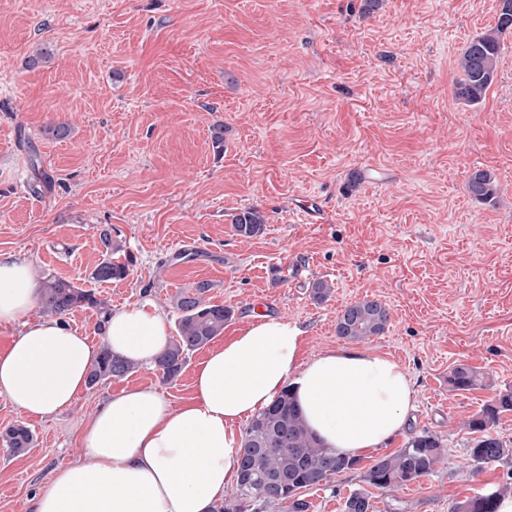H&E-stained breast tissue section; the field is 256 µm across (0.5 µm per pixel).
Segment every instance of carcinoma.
Returning a JSON list of instances; mask_svg holds the SVG:
<instances>
[{
  "instance_id": "obj_1",
  "label": "carcinoma",
  "mask_w": 512,
  "mask_h": 512,
  "mask_svg": "<svg viewBox=\"0 0 512 512\" xmlns=\"http://www.w3.org/2000/svg\"><path fill=\"white\" fill-rule=\"evenodd\" d=\"M512 28V0H502L501 13L495 28L475 37L458 60L460 78L455 81V95L471 104L478 103L492 85L498 64L500 37ZM469 193L481 200L495 193L494 179L487 171L473 173L467 183ZM265 218L255 209H246L233 218L234 231L246 238L261 234ZM129 274L124 263L107 259L91 273L97 282L121 281ZM211 283L201 281L192 288L178 292L172 300L178 314L177 336L157 358L155 369L163 379L180 375L188 357L224 334L225 326L235 316V309L214 304L205 299ZM39 307L43 314L63 318L77 308H95L104 329L110 314L104 300L93 290L72 282L47 276L39 287ZM389 322V310L378 299H365L347 306L337 319L336 333L349 341H365L381 334ZM135 365L117 358L104 346L91 364L88 385L93 388L109 379H121ZM452 391H471L484 387V376L466 364L455 366L448 376ZM512 411V390L497 395L472 416L467 423L473 434L469 456L476 470L512 457V444L495 437L491 429L502 414ZM3 439L17 454L24 452L32 441L24 426L5 430ZM444 454L442 440L430 431L412 437L406 445L389 455L376 458L364 474L366 482L381 491L406 486L429 475ZM242 464L235 491L224 498L215 512H307L309 505L302 498L305 489L327 484L335 476L358 469L360 460L335 455L309 431L288 391L283 392L264 411L250 419L245 430ZM503 494L498 487L479 492L457 502L451 512H496L497 498ZM343 512H374L371 494L365 490L350 493Z\"/></svg>"
}]
</instances>
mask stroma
Masks as SVG:
<instances>
[{
  "instance_id": "1",
  "label": "stroma",
  "mask_w": 512,
  "mask_h": 512,
  "mask_svg": "<svg viewBox=\"0 0 512 512\" xmlns=\"http://www.w3.org/2000/svg\"><path fill=\"white\" fill-rule=\"evenodd\" d=\"M362 5L0 0V253L114 310L151 301L171 325L172 297L210 282V300L236 311L225 335L260 313L283 318L303 329L305 357L344 346L341 310L379 298L390 320L365 346L411 373L412 420L361 469L303 498L308 512H342L366 486L364 465L427 429L443 459L419 482L374 492V512H450L488 483L512 494V458L469 477L463 426L512 389V30L472 105L454 94L457 61L496 26L500 0H383L369 15ZM42 47L49 57L30 67ZM52 123L70 137L46 138ZM478 170L495 179L490 199L467 190ZM310 194L318 224L296 214ZM248 208L266 218L252 238L232 227ZM105 229L130 268L118 282L91 277L110 256ZM282 259L303 262L308 282L269 288L264 268ZM317 280L333 288L326 302L310 296ZM202 358L191 354L171 382L135 368L46 418L0 397V430L33 433L18 455L0 443V512H28L51 473L81 458V432L112 393L152 385L185 403ZM460 363L488 372L492 388L449 392Z\"/></svg>"
}]
</instances>
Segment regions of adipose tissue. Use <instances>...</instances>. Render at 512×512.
<instances>
[{
  "instance_id": "adipose-tissue-1",
  "label": "adipose tissue",
  "mask_w": 512,
  "mask_h": 512,
  "mask_svg": "<svg viewBox=\"0 0 512 512\" xmlns=\"http://www.w3.org/2000/svg\"><path fill=\"white\" fill-rule=\"evenodd\" d=\"M39 290L28 265L0 255V397L33 417L68 408L97 356L57 319L29 320ZM169 340L150 302L106 322L112 354L153 367ZM297 323L259 315L211 348L194 372V397L175 406L153 386L113 393L84 428V460L57 469L33 512H212L238 479L241 425L291 390L310 431L336 455L380 448L407 424L413 380L393 358L357 346L301 359Z\"/></svg>"
}]
</instances>
